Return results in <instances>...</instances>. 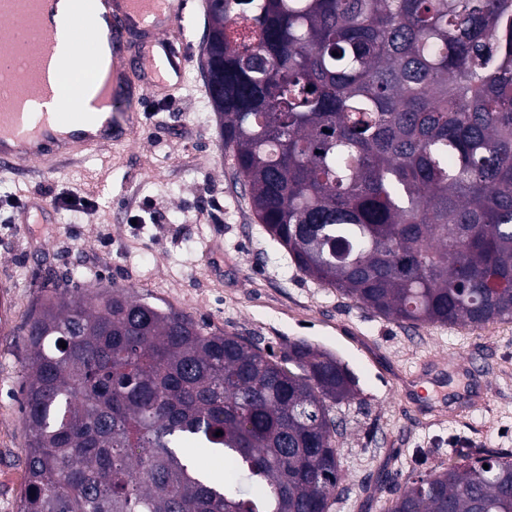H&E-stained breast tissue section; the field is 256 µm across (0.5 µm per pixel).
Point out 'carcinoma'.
I'll use <instances>...</instances> for the list:
<instances>
[{
  "label": "carcinoma",
  "instance_id": "obj_1",
  "mask_svg": "<svg viewBox=\"0 0 512 512\" xmlns=\"http://www.w3.org/2000/svg\"><path fill=\"white\" fill-rule=\"evenodd\" d=\"M207 19L224 156L296 271L401 325L512 322V0H209ZM23 340L19 512H332L356 382L329 353L66 276ZM384 512H512V454L411 475Z\"/></svg>",
  "mask_w": 512,
  "mask_h": 512
}]
</instances>
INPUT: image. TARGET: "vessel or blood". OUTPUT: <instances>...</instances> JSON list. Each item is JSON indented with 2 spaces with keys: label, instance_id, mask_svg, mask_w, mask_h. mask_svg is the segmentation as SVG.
Instances as JSON below:
<instances>
[{
  "label": "vessel or blood",
  "instance_id": "obj_1",
  "mask_svg": "<svg viewBox=\"0 0 512 512\" xmlns=\"http://www.w3.org/2000/svg\"><path fill=\"white\" fill-rule=\"evenodd\" d=\"M97 13L109 27L117 68L98 92L106 111L90 112L85 101L60 91L72 60L86 67L96 60L90 19ZM183 13L184 0H68L63 32L34 28L49 54L28 58L0 33V85L18 82L23 92L19 98L0 93V169L17 172L130 140L140 101L160 91L173 95L182 85L193 46L180 25Z\"/></svg>",
  "mask_w": 512,
  "mask_h": 512
}]
</instances>
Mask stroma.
Masks as SVG:
<instances>
[{"label": "stroma", "instance_id": "1", "mask_svg": "<svg viewBox=\"0 0 512 512\" xmlns=\"http://www.w3.org/2000/svg\"><path fill=\"white\" fill-rule=\"evenodd\" d=\"M182 24L195 42L185 82L175 97H144L128 143L0 170V207L55 196L90 202L0 222V291L12 302L0 332V512H18L26 489L23 326L39 283L65 269L84 288H125L263 345L304 340L341 360L359 396L339 410L343 482L333 512H383L387 473L403 481L460 451L512 453V323L411 330L296 272L224 159L200 67L204 0H192ZM429 359L443 362L446 393L480 394L486 405L420 412L403 380Z\"/></svg>", "mask_w": 512, "mask_h": 512}]
</instances>
